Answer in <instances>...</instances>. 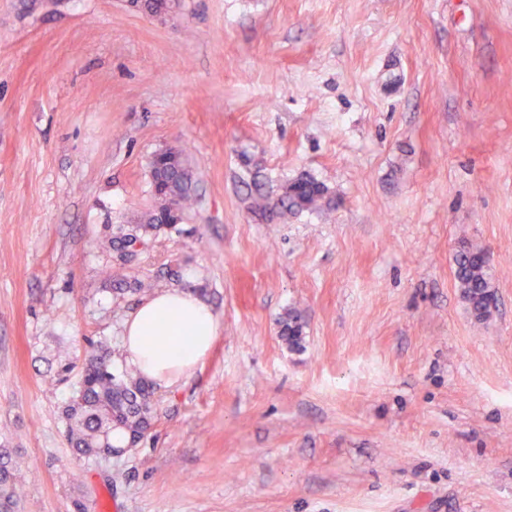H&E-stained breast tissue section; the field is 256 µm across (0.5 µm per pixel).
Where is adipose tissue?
<instances>
[{
  "label": "adipose tissue",
  "mask_w": 512,
  "mask_h": 512,
  "mask_svg": "<svg viewBox=\"0 0 512 512\" xmlns=\"http://www.w3.org/2000/svg\"><path fill=\"white\" fill-rule=\"evenodd\" d=\"M217 332L214 312L193 292L165 290L140 304L127 321V360L148 381L168 387L207 358Z\"/></svg>",
  "instance_id": "adipose-tissue-1"
}]
</instances>
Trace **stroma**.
Returning <instances> with one entry per match:
<instances>
[{"label":"stroma","mask_w":512,"mask_h":512,"mask_svg":"<svg viewBox=\"0 0 512 512\" xmlns=\"http://www.w3.org/2000/svg\"><path fill=\"white\" fill-rule=\"evenodd\" d=\"M166 150L196 202L132 265L218 334L136 448L79 459L81 368L128 370L148 294L113 293L98 242ZM302 176L330 208L250 213L248 182ZM466 243L495 271L482 326ZM0 448L17 512H512V0H0ZM487 250L470 244L463 245L455 256L454 279L460 298L475 322L485 324L496 307L494 275L483 258ZM280 337L290 349H299L304 341V317L293 307L280 320Z\"/></svg>","instance_id":"1"}]
</instances>
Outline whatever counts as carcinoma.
Segmentation results:
<instances>
[{
    "label": "carcinoma",
    "instance_id": "cac0c4a2",
    "mask_svg": "<svg viewBox=\"0 0 512 512\" xmlns=\"http://www.w3.org/2000/svg\"><path fill=\"white\" fill-rule=\"evenodd\" d=\"M155 172H164V188L152 189L154 205L134 232H118L104 247L116 253L122 265L126 249L134 239H141L164 227L173 214H183L195 202L189 171L182 162L170 163L162 158L150 162ZM324 186L312 177L292 180L281 193L271 197L255 189L250 195L251 213L260 218L284 221L290 215L316 211L326 205ZM486 249L464 245L455 256L454 279L460 298L475 322L485 324L496 307L494 275L483 258ZM143 286L134 268L129 274L112 280V291L127 292L125 286ZM304 317L293 307L280 320V337L291 349L302 347ZM154 414L150 385L132 370L118 378L112 373L108 355H91L82 367L76 395L66 409L68 438L71 448L80 458L108 455L114 446L133 448L146 436ZM17 488L10 452L0 448V512H15Z\"/></svg>",
    "mask_w": 512,
    "mask_h": 512
}]
</instances>
